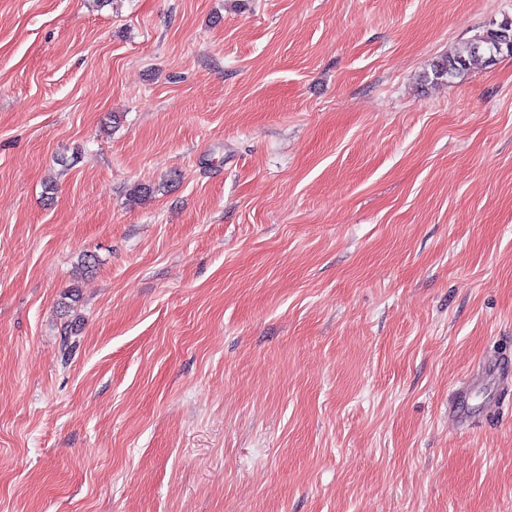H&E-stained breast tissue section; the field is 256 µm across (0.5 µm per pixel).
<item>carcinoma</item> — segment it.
I'll return each mask as SVG.
<instances>
[{
	"label": "carcinoma",
	"mask_w": 512,
	"mask_h": 512,
	"mask_svg": "<svg viewBox=\"0 0 512 512\" xmlns=\"http://www.w3.org/2000/svg\"><path fill=\"white\" fill-rule=\"evenodd\" d=\"M512 21H507L498 29L462 43L454 54L435 62L431 75L435 80H452L459 77L472 62L492 63L504 53L512 55Z\"/></svg>",
	"instance_id": "carcinoma-1"
}]
</instances>
